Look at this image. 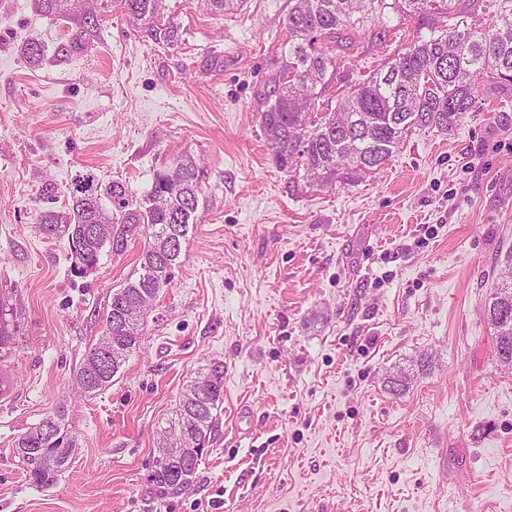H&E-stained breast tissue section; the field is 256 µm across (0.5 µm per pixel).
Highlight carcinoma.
<instances>
[{"mask_svg": "<svg viewBox=\"0 0 512 512\" xmlns=\"http://www.w3.org/2000/svg\"><path fill=\"white\" fill-rule=\"evenodd\" d=\"M91 0H37V8L75 23L57 57L63 59L89 46L99 25ZM484 0H288L287 38L271 74L266 109L259 124L272 147L277 166L288 173L294 191L330 190L356 184L377 173L404 137L415 129L452 132L467 112L474 111L482 91L512 84V0H502L488 24L466 23ZM127 16L145 25L156 44L179 41V28L165 20V0H119ZM397 24L418 16L427 34L387 58L362 83L347 87L335 107L319 111V101L334 84L337 70L370 27L384 16ZM456 23H451V20ZM203 170L189 156L154 174L142 196L128 183L114 180L99 186L94 173L75 175L69 187L71 209L61 214L46 209L41 226L48 235L67 238L73 271L95 268L105 247L114 253L127 248L128 237L144 240L136 276L112 293L105 323L122 310L127 315L112 334L102 333L74 372L77 396L92 398L105 391L128 357L141 349L144 319L160 289L171 284L180 266L182 243L196 211ZM114 202L107 212L100 201ZM509 275L491 289L484 315L494 330L499 363L512 367V248L504 256ZM224 401V366L213 362L186 384L178 404L157 440L158 456L149 475L156 497H176L181 488L175 474L190 462L195 475L211 438L216 411ZM62 402L49 412L52 431L42 424L29 428L14 444L28 481L48 487L69 467L77 439Z\"/></svg>", "mask_w": 512, "mask_h": 512, "instance_id": "1", "label": "carcinoma"}]
</instances>
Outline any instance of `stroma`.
Wrapping results in <instances>:
<instances>
[{"instance_id": "obj_1", "label": "stroma", "mask_w": 512, "mask_h": 512, "mask_svg": "<svg viewBox=\"0 0 512 512\" xmlns=\"http://www.w3.org/2000/svg\"><path fill=\"white\" fill-rule=\"evenodd\" d=\"M180 29L153 43L98 0L91 48L57 60L70 20L0 0V512H512V370L483 307L512 247V86L483 94L447 135L417 130L366 181L297 194L261 131L288 0L228 15L166 0ZM327 98L417 34L384 18ZM43 46L32 65L28 40ZM204 170L181 265L111 386L73 402L77 447L32 487L16 439L59 402L102 333L144 241L75 275L66 212L76 174L137 194L173 158ZM56 200L47 204L45 185ZM224 365L218 425L191 487L154 499L157 431L199 368ZM411 368L402 394L387 380Z\"/></svg>"}]
</instances>
